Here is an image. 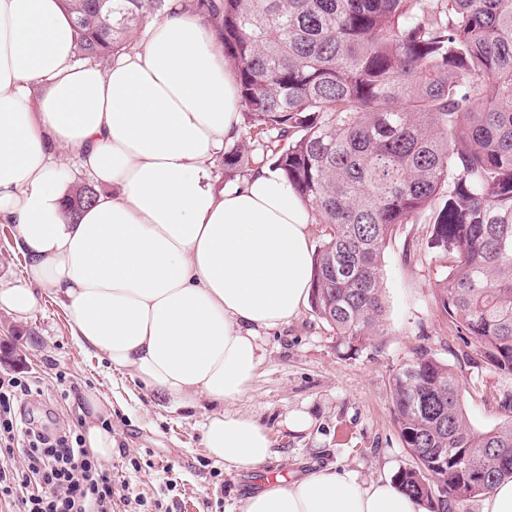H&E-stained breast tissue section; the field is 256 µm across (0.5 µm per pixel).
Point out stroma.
I'll return each instance as SVG.
<instances>
[{
	"label": "stroma",
	"instance_id": "stroma-1",
	"mask_svg": "<svg viewBox=\"0 0 512 512\" xmlns=\"http://www.w3.org/2000/svg\"><path fill=\"white\" fill-rule=\"evenodd\" d=\"M449 264L433 243L432 210L422 211L396 225L385 248V326L370 344L355 352L340 345L308 304L288 324L258 330L261 364L247 392L228 405L271 439V457L250 472L227 469L208 454L201 431L206 404L175 406L97 353L79 349L49 296L25 320L0 310V373L24 372L38 387L19 410L23 421L48 431L81 418L85 393L111 403L114 448L104 469L112 477L114 512H241L260 482L329 466L367 482L390 479L414 464L394 419L390 385L415 352L428 350L472 378L464 404L474 427L488 429L507 417L499 397L512 389V378L472 367L437 303ZM23 282L13 227L0 223V286ZM59 373L66 376L63 392L55 382ZM292 414L305 415L307 427L289 430L285 420Z\"/></svg>",
	"mask_w": 512,
	"mask_h": 512
}]
</instances>
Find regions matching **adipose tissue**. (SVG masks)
<instances>
[{"label": "adipose tissue", "mask_w": 512, "mask_h": 512, "mask_svg": "<svg viewBox=\"0 0 512 512\" xmlns=\"http://www.w3.org/2000/svg\"><path fill=\"white\" fill-rule=\"evenodd\" d=\"M217 30L173 5L108 68L76 58L59 0H0V223L25 283L0 288L24 318L47 290L80 348L179 405L205 397L208 453L237 470L270 456L264 427L227 410L261 362L257 329L296 317L314 257L309 207L269 168L215 190L211 169L240 122ZM65 149L98 189L69 223ZM83 438L112 459L106 409L86 394ZM242 512H424L390 481L326 467L256 490Z\"/></svg>", "instance_id": "obj_1"}]
</instances>
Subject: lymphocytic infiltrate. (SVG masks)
Returning a JSON list of instances; mask_svg holds the SVG:
<instances>
[{
	"mask_svg": "<svg viewBox=\"0 0 512 512\" xmlns=\"http://www.w3.org/2000/svg\"><path fill=\"white\" fill-rule=\"evenodd\" d=\"M31 394L28 378L0 374V447L23 463L15 476L0 470V503L16 512H112V479L76 429L51 439L21 426L15 406Z\"/></svg>",
	"mask_w": 512,
	"mask_h": 512,
	"instance_id": "f902f5d3",
	"label": "lymphocytic infiltrate"
}]
</instances>
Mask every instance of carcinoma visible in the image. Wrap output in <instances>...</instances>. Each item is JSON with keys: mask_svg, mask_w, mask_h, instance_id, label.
Listing matches in <instances>:
<instances>
[{"mask_svg": "<svg viewBox=\"0 0 512 512\" xmlns=\"http://www.w3.org/2000/svg\"><path fill=\"white\" fill-rule=\"evenodd\" d=\"M166 0H63L77 56L137 41ZM219 31L249 140L224 151L278 171L329 227L311 305L357 351L383 331L381 256L439 198L435 247L453 259L437 301L485 368L512 375V0H186ZM80 186L67 216L96 202ZM465 382L422 350L393 375L415 465L395 481L427 512H467L512 479V418L474 429Z\"/></svg>", "mask_w": 512, "mask_h": 512, "instance_id": "cac0c4a2", "label": "carcinoma"}]
</instances>
